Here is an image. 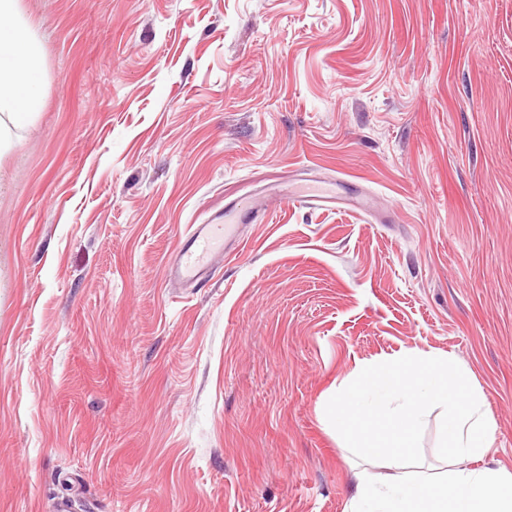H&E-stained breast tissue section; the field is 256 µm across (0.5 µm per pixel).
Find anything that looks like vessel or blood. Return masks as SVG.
Instances as JSON below:
<instances>
[{
    "mask_svg": "<svg viewBox=\"0 0 512 512\" xmlns=\"http://www.w3.org/2000/svg\"><path fill=\"white\" fill-rule=\"evenodd\" d=\"M342 181L317 176L302 180L276 193L281 203L307 205L326 209L345 200ZM267 208L266 198H259L248 207L228 206L210 214L202 223L189 226L183 243L168 262L170 280L184 286L199 285L209 278L217 260L223 259L229 245L237 242L241 225L261 222Z\"/></svg>",
    "mask_w": 512,
    "mask_h": 512,
    "instance_id": "1",
    "label": "vessel or blood"
}]
</instances>
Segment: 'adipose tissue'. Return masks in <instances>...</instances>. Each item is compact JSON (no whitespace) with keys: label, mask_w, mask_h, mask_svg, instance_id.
Wrapping results in <instances>:
<instances>
[{"label":"adipose tissue","mask_w":512,"mask_h":512,"mask_svg":"<svg viewBox=\"0 0 512 512\" xmlns=\"http://www.w3.org/2000/svg\"><path fill=\"white\" fill-rule=\"evenodd\" d=\"M41 45L21 19L18 0H0V154L41 100Z\"/></svg>","instance_id":"ef3b65f1"}]
</instances>
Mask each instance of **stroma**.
<instances>
[{"label": "stroma", "mask_w": 512, "mask_h": 512, "mask_svg": "<svg viewBox=\"0 0 512 512\" xmlns=\"http://www.w3.org/2000/svg\"><path fill=\"white\" fill-rule=\"evenodd\" d=\"M42 98L0 157V512H346L324 404L421 348L512 473V0H20ZM194 288L188 224L303 171ZM301 183L281 188L279 193L269 196L280 203L289 206L310 205L315 209L331 208L332 204L347 200L356 203L357 207L365 212L374 208L373 198L365 195L348 197L345 192L344 183L334 178H321L311 176L309 179H301Z\"/></svg>", "instance_id": "1"}]
</instances>
